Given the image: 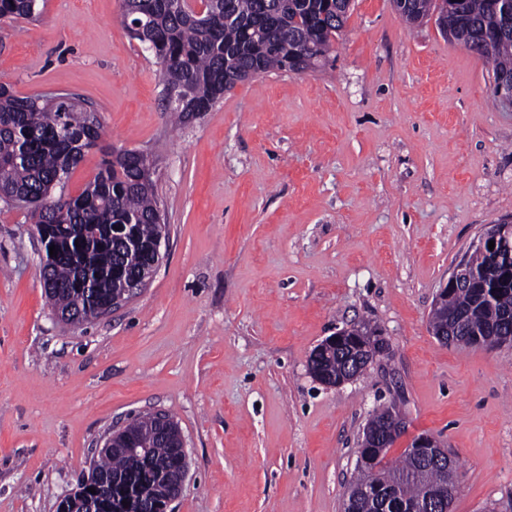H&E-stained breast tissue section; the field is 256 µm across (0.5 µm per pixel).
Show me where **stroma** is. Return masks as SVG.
<instances>
[{"instance_id":"1","label":"stroma","mask_w":512,"mask_h":512,"mask_svg":"<svg viewBox=\"0 0 512 512\" xmlns=\"http://www.w3.org/2000/svg\"><path fill=\"white\" fill-rule=\"evenodd\" d=\"M491 65L391 0H355L332 65L237 84L172 126L160 66L121 0H44L0 22V81L78 94L106 144L152 155L168 224L147 288L65 325L24 211L0 202V512H57L111 430L152 411L185 437L171 512H342L363 428L394 402L406 436L457 460L451 512H512V347L441 344L440 288L512 216V112ZM367 322L391 357L338 388L314 347Z\"/></svg>"}]
</instances>
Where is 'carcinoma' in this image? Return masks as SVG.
Wrapping results in <instances>:
<instances>
[{
  "mask_svg": "<svg viewBox=\"0 0 512 512\" xmlns=\"http://www.w3.org/2000/svg\"><path fill=\"white\" fill-rule=\"evenodd\" d=\"M204 0L199 17L186 0H122V20L131 36L148 45L161 67L165 89L182 96L169 104L174 123L181 125L209 111L223 96L224 84L272 71L304 73L326 64L333 40L344 27L348 11L343 0ZM495 0H458L448 23L463 46L492 69L512 77V15L494 7ZM433 0H411L401 15L408 25L428 17ZM39 0H0V19L33 20ZM92 149L102 155L100 169L76 196L66 192L71 172ZM153 162L141 151L105 146L97 119L70 106L62 115L43 96H20L0 83V200L26 210L44 249L42 277L53 292L50 307L73 312L70 325L97 318L112 293L138 276L143 246L157 232L159 204L151 178ZM128 224L122 241L112 239V225ZM482 282L448 292L447 300L430 312L429 323L448 332V344L487 348L512 336V282H498L487 259L476 261ZM89 278L93 291L81 288ZM377 337H348L309 356L308 369L339 371L347 354H360L362 368L376 348ZM399 417L394 405H381L369 419L371 434L381 435ZM129 435H156L147 452L111 448L97 463L101 494L97 512H140L176 465L169 436L157 415L137 417ZM387 448H360L362 461L349 483L344 512H409L427 498L445 476L455 475L450 450L407 448L400 459L387 460ZM128 505H123V502Z\"/></svg>",
  "mask_w": 512,
  "mask_h": 512,
  "instance_id": "obj_1",
  "label": "carcinoma"
}]
</instances>
